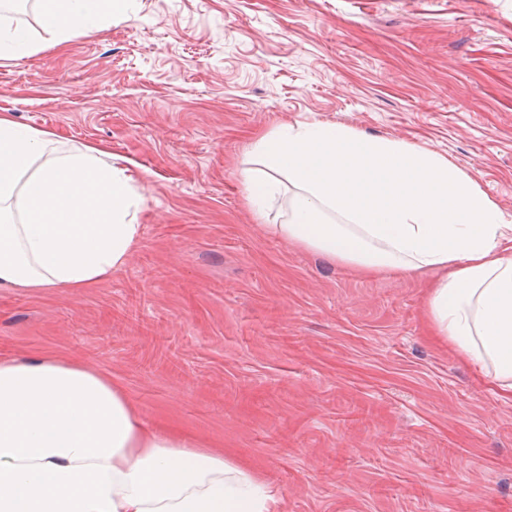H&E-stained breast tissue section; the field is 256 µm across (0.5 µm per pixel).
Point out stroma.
<instances>
[{
	"label": "stroma",
	"instance_id": "stroma-1",
	"mask_svg": "<svg viewBox=\"0 0 512 512\" xmlns=\"http://www.w3.org/2000/svg\"><path fill=\"white\" fill-rule=\"evenodd\" d=\"M0 59V114L102 149L141 196L91 288H0V358L120 384L283 512H512V401L428 334L431 273L359 276L266 232L253 142L336 123L447 157L512 225V0H129Z\"/></svg>",
	"mask_w": 512,
	"mask_h": 512
}]
</instances>
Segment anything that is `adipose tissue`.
<instances>
[{"label": "adipose tissue", "instance_id": "ef3b65f1", "mask_svg": "<svg viewBox=\"0 0 512 512\" xmlns=\"http://www.w3.org/2000/svg\"><path fill=\"white\" fill-rule=\"evenodd\" d=\"M52 42L123 18L126 0H41ZM247 205L270 233L366 273L447 270L435 334L512 399V225L447 158L335 123L283 124L254 147ZM141 199L102 150L0 116V286L86 288L135 247ZM232 457L145 427L104 373L46 355L0 360V512H279Z\"/></svg>", "mask_w": 512, "mask_h": 512}]
</instances>
